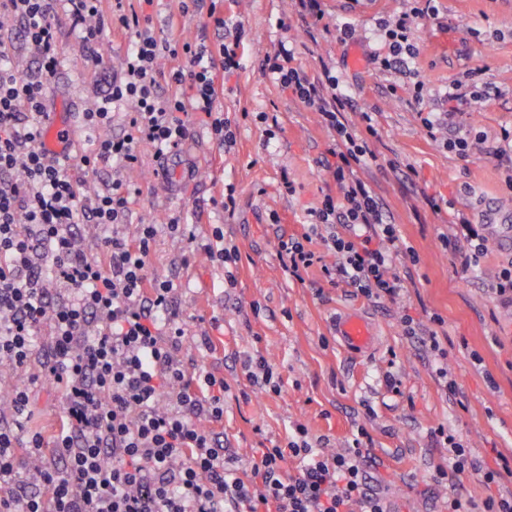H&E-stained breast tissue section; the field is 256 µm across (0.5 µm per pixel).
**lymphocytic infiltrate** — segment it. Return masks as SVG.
<instances>
[{
	"instance_id": "obj_1",
	"label": "lymphocytic infiltrate",
	"mask_w": 512,
	"mask_h": 512,
	"mask_svg": "<svg viewBox=\"0 0 512 512\" xmlns=\"http://www.w3.org/2000/svg\"><path fill=\"white\" fill-rule=\"evenodd\" d=\"M434 10L432 0H412L409 11L386 22L390 55L382 69L407 67L416 57L412 21ZM63 16L94 61L105 29L130 37L120 76L83 114L96 137L80 156L82 180L71 175L69 154L44 144V90L61 67ZM2 19L22 22L40 77H25L13 42L0 38V367L27 369L42 326L50 325L49 356L32 378L58 389L63 409L54 432H27V384L7 393L14 421L0 424V512H388L367 485L375 457L357 445L315 448L303 423H294L287 442L257 449L247 463L225 454L217 429L227 385L184 360L173 285L148 273L156 225L141 222L127 236L135 185L116 179L98 191L88 181L103 167L137 165L139 143L160 157L178 150L196 112L211 115L217 142L231 141L227 121L214 114L216 79L235 65L242 31L213 49L174 31L159 38L127 0H0ZM162 57L174 62L169 72L158 66ZM293 57L282 49L264 59L263 72L334 131L332 175L340 194L325 196L313 212L325 229L324 252L283 240L282 266L299 281L317 267L365 297H395L403 282L392 265L404 243L356 174L376 158L366 141L375 132L372 117H363L364 134L353 132L344 120L350 96L338 78H308ZM163 73L175 88L166 97L157 92ZM116 107L127 125L120 137L106 133ZM78 224L111 228L96 255L85 251ZM54 284L65 298H51ZM49 448L59 466L46 463Z\"/></svg>"
}]
</instances>
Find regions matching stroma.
Wrapping results in <instances>:
<instances>
[{
	"label": "stroma",
	"mask_w": 512,
	"mask_h": 512,
	"mask_svg": "<svg viewBox=\"0 0 512 512\" xmlns=\"http://www.w3.org/2000/svg\"><path fill=\"white\" fill-rule=\"evenodd\" d=\"M133 6L151 18L158 36H166L176 16L185 34L206 31L212 45L224 38L206 27L205 11L180 16L178 0H133ZM435 6L437 15L413 25L419 54L404 76L379 69L369 56L386 54L380 23L405 11L407 0H377L363 12L351 0H324L325 17L317 23L300 16L295 0H223L225 17L247 33L239 66L225 75L216 102L231 122L232 142L218 144L199 113L179 151L160 161L152 145L139 144L140 163L126 174L139 189L130 199L127 234L140 222L159 221L149 272L173 284L188 336L207 333L213 340L212 347L195 344L186 353L229 387L222 432L228 452L248 459L255 449L286 441L296 421L327 452L351 447L366 431L363 446L378 461L371 475L397 512H444L453 491L478 504L512 492V473L498 468L499 456L512 453V305L491 289L498 272L512 265V250L499 243L502 234L512 235L506 186L512 162L490 151L501 131L512 129V0H436ZM344 22L355 30L347 43L337 31ZM59 41L63 62L47 85L46 108L67 114L84 150L82 112L104 96L106 76L118 74L128 39L103 33L100 67L85 55L68 20L60 22ZM283 46L293 50V66L311 77L327 67L336 72L352 97L351 128L363 131V112L372 114L377 134L367 143L378 160L359 175L407 245L394 259L404 280L396 300L364 298L316 268L299 282L282 267L280 238H301L310 210L337 192L329 171L336 162L333 132L262 70L264 59ZM455 80L481 88L482 99L445 101ZM439 97L471 134L486 136V150L463 158L426 136L420 114L433 110ZM162 166L168 170L163 179L156 175ZM227 194L236 199L234 211L212 206ZM174 211L201 216L194 255L164 225ZM458 213L480 225L486 238L478 262H471L466 241L443 245ZM217 225L225 243L239 250L229 269L204 250ZM349 309L365 312L377 326L380 340L372 351L352 355L340 348L331 323ZM407 315L421 327H436L446 359L421 337L404 334ZM437 317L442 326H434ZM255 355L279 373L280 393H251L243 362ZM443 363L457 381L454 391L436 375ZM388 373L399 380V394L386 391ZM441 425L462 438L477 464L450 485L434 479L448 454L430 436ZM494 469L495 482H485V471Z\"/></svg>",
	"instance_id": "stroma-1"
}]
</instances>
